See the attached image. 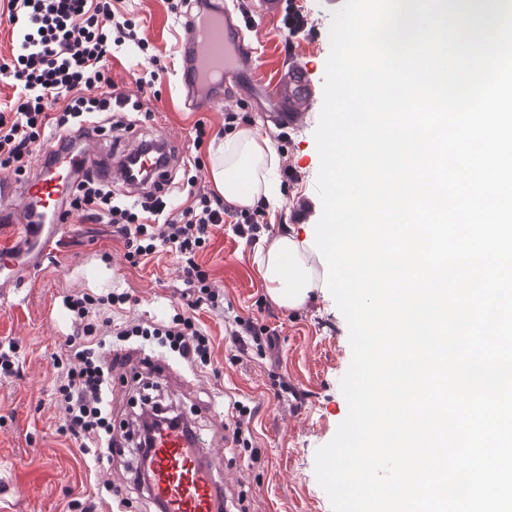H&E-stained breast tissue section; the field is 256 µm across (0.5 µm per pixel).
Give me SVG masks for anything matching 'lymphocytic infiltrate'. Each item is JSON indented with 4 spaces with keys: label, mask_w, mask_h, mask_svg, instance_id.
I'll list each match as a JSON object with an SVG mask.
<instances>
[{
    "label": "lymphocytic infiltrate",
    "mask_w": 512,
    "mask_h": 512,
    "mask_svg": "<svg viewBox=\"0 0 512 512\" xmlns=\"http://www.w3.org/2000/svg\"><path fill=\"white\" fill-rule=\"evenodd\" d=\"M8 21L16 33L17 51L11 61L0 63V79L16 96L9 110L0 109L1 169L24 175L31 147L47 128L71 145L75 133L87 125L137 110V103L116 92L106 75L115 47L137 38L130 23L115 21L112 0H8ZM67 207L70 217H104L116 225L130 264L163 250L175 253L191 288L187 305L192 309L219 306L208 274L196 260L212 227L232 216L245 237L249 225L262 215L260 207L239 211L205 194L176 211L168 209L158 192L128 204L103 190L88 171L74 185ZM97 305L88 294L66 299L76 328L62 341L55 361L60 369L56 394L64 406L66 429L84 451L98 457L112 436L106 399L112 362L101 354L107 336L93 321ZM114 334L121 340L156 339L194 367L211 364L209 337L195 318L181 312L160 324L129 319Z\"/></svg>",
    "instance_id": "f902f5d3"
}]
</instances>
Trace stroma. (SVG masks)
Returning <instances> with one entry per match:
<instances>
[{
	"label": "stroma",
	"mask_w": 512,
	"mask_h": 512,
	"mask_svg": "<svg viewBox=\"0 0 512 512\" xmlns=\"http://www.w3.org/2000/svg\"><path fill=\"white\" fill-rule=\"evenodd\" d=\"M343 0H232L245 19L259 58L254 88L241 100L210 111H192L180 94L178 20L188 0H112L116 20L136 24L140 38L171 70L158 93L141 88L135 78L144 62L135 45L119 47L108 75L117 92L139 100L141 113L123 125L105 126L93 148L101 154L129 149L130 135L149 138L164 126L176 140L192 144L194 126L204 121L207 140L203 164L193 175L181 165L169 174L175 205L186 201L178 188L193 181L195 190L214 193L209 163L219 142L241 128L266 134L277 155L272 176L277 196L265 207L264 222L253 240L237 235V226L215 227L198 262L211 289L224 301L223 312L196 309L194 316L211 340L213 364L193 370L166 354V375L147 361L139 341L127 344L126 372L112 378V437L118 446L109 460L92 463L62 432L64 408L55 394L53 355L74 324L63 305L67 295L128 293L131 305L114 309L113 323L139 317L160 320L181 303L184 289L174 253L160 252L134 267L120 236L106 221L69 220L55 251L30 284L0 294V344L16 348L18 370L0 374V512H81L84 500L98 501L109 512L110 490L123 501L121 512H156L146 491L137 486L138 457L132 423L144 399L158 396L192 418L210 449V460L229 512H332L315 476V454L335 435L348 406L340 380L352 358L347 323L329 289L315 287L299 308L287 309L268 294L258 252L276 237L315 235L321 215L316 191L320 158L314 132L323 103L332 15ZM300 61L311 87L312 109L298 127H278L265 113L272 88L287 79ZM233 123H225V115ZM247 319L275 338L274 349L240 345L231 334L235 318ZM253 408L250 448L224 445L232 400ZM223 417H216V410Z\"/></svg>",
	"instance_id": "35a3bbf8"
}]
</instances>
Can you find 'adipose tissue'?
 <instances>
[{
  "instance_id": "obj_1",
  "label": "adipose tissue",
  "mask_w": 512,
  "mask_h": 512,
  "mask_svg": "<svg viewBox=\"0 0 512 512\" xmlns=\"http://www.w3.org/2000/svg\"><path fill=\"white\" fill-rule=\"evenodd\" d=\"M277 162L268 137L259 130L244 129L226 142L223 153L213 160L211 176L225 201L248 206L257 196H271V175ZM263 263L269 295L285 308L300 306L316 285L304 260L303 245L292 235L274 239Z\"/></svg>"
}]
</instances>
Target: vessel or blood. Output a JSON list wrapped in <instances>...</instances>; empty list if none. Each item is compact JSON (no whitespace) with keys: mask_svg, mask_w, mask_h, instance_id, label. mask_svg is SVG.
<instances>
[{"mask_svg":"<svg viewBox=\"0 0 512 512\" xmlns=\"http://www.w3.org/2000/svg\"><path fill=\"white\" fill-rule=\"evenodd\" d=\"M198 9L180 23L181 68L179 81L190 91L194 106L207 110L218 101L209 94L211 73H218L226 87L233 88L253 81L257 69L251 43L246 40L233 12L225 10L221 0H197ZM304 69L296 65L288 81L282 82L271 96L272 108L281 122L300 124L302 101L294 81ZM94 132L83 136L85 146L77 152L62 150L60 141L46 143L33 175L22 187L13 182H0V196L20 193L16 208L0 211V223L13 225L15 234L24 243L30 259L19 266L10 251H0V286L24 287L30 270L40 267L54 246L68 220L66 199L78 169L104 173L113 186L132 184L125 161L113 163L89 149ZM171 150L173 143L165 129H156L151 141L137 145L135 153L151 168L153 184H161L166 164L156 161L149 152L151 144ZM209 450L204 439L193 429L168 427L159 429L151 452L143 464L150 476L152 497L162 512H220L222 501L218 481L207 464Z\"/></svg>","mask_w":512,"mask_h":512,"instance_id":"1","label":"vessel or blood"}]
</instances>
